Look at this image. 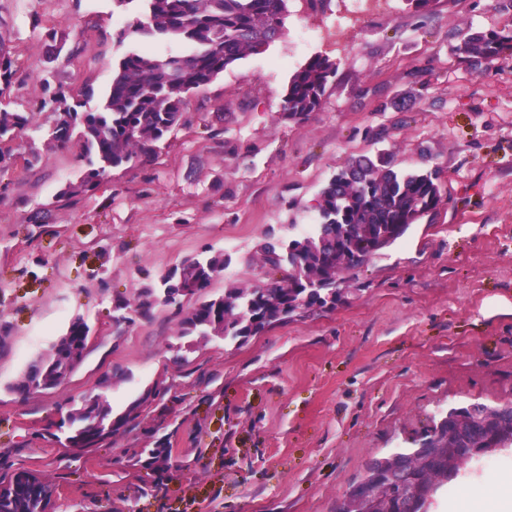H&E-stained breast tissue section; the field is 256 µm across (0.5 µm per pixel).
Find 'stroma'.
<instances>
[{
    "mask_svg": "<svg viewBox=\"0 0 512 512\" xmlns=\"http://www.w3.org/2000/svg\"><path fill=\"white\" fill-rule=\"evenodd\" d=\"M137 4L0 0L16 74L9 101L33 111L0 175V472L26 470L51 490L48 512H336L375 459L413 447L449 409L512 403V55L461 63L466 30H512V0H288L283 36L192 93L189 124L152 161L90 190L59 192L86 169L81 147L47 146L46 88L84 111L101 106L118 59L183 44L127 38ZM66 38L58 46L46 30ZM337 62L322 107L282 119L291 74L309 57ZM383 153L395 170L440 172L443 204L353 271L335 307L313 308L239 342L186 336L184 311L158 306L115 324L141 292L205 247L231 263L209 292L264 284L265 243L319 221L316 200L352 158ZM77 317L93 339L58 388L11 386ZM109 390H102L104 379ZM167 391L150 395L155 381ZM137 416L82 453L63 427L87 396ZM460 467L449 498L478 512L512 472Z\"/></svg>",
    "mask_w": 512,
    "mask_h": 512,
    "instance_id": "1",
    "label": "stroma"
}]
</instances>
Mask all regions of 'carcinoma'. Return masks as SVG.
I'll return each mask as SVG.
<instances>
[{
	"mask_svg": "<svg viewBox=\"0 0 512 512\" xmlns=\"http://www.w3.org/2000/svg\"><path fill=\"white\" fill-rule=\"evenodd\" d=\"M146 21L122 30L131 34L161 37L191 46L182 55L158 57L140 49L126 52L112 75V83L99 112H79L65 92L50 99L57 111L49 127L50 141L65 146L77 139L93 168L62 192L67 197L83 193L101 172H111L139 158L157 155L167 136L184 121L187 96L210 85L225 70L250 55L265 53L283 33L288 0H139ZM512 52V32L473 31L456 46L458 59L477 66ZM338 64L314 55L288 81L282 115L301 122L322 105L326 86L336 76ZM14 59L0 39V97L10 90ZM30 123L28 113L0 107V141ZM442 203L438 174L400 173L383 155L352 159L334 175L319 194V222L312 231L281 245L263 246V262L282 274L262 286H231L221 295L208 293L212 281L229 264L223 253L183 262L162 278L161 287L175 281L192 289L195 304L183 319V334L199 333L232 340L253 336L272 323L286 321L305 309L336 304V283L364 265L381 249L403 237L410 225L436 211ZM157 305L181 309V299L161 298L147 288L139 309L149 312ZM62 365L65 356L51 349L30 362L21 379L10 387L28 393L44 371L45 361ZM136 406L114 418L103 394L95 405L84 402L68 415L66 446L89 449L111 436L130 418ZM512 427V407L492 410L481 404L454 408L442 417L440 432L448 443L471 448ZM400 483L385 491V512H411L409 487L429 483L432 476L448 470L445 453L398 454ZM26 483L25 496L0 494V512H46L48 488L27 471L0 476V489Z\"/></svg>",
	"mask_w": 512,
	"mask_h": 512,
	"instance_id": "obj_1",
	"label": "carcinoma"
}]
</instances>
